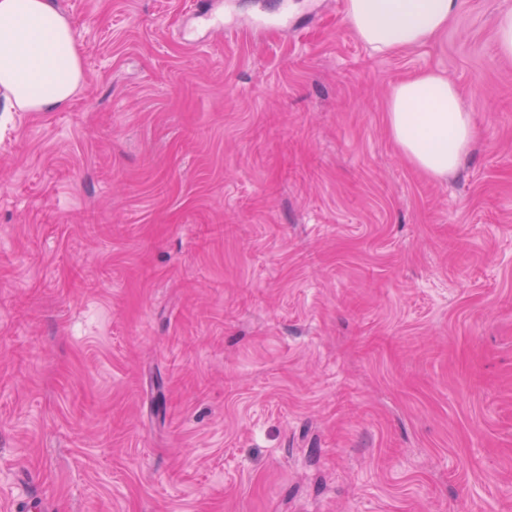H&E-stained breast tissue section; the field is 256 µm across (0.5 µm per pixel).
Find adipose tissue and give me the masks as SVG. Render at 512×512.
Wrapping results in <instances>:
<instances>
[{"label": "adipose tissue", "instance_id": "1", "mask_svg": "<svg viewBox=\"0 0 512 512\" xmlns=\"http://www.w3.org/2000/svg\"><path fill=\"white\" fill-rule=\"evenodd\" d=\"M459 0H344V18L376 52L434 42ZM86 81L83 49L55 0H0V98L9 112H58ZM387 125L401 155L438 179L454 174L477 137L458 87L436 70L398 83L387 98Z\"/></svg>", "mask_w": 512, "mask_h": 512}]
</instances>
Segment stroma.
I'll return each mask as SVG.
<instances>
[{"label":"stroma","instance_id":"1","mask_svg":"<svg viewBox=\"0 0 512 512\" xmlns=\"http://www.w3.org/2000/svg\"><path fill=\"white\" fill-rule=\"evenodd\" d=\"M189 2L57 0L84 87L0 112V512H512V0L395 54ZM425 69L480 131L445 179L387 131ZM495 32L498 52L505 57H512V10L497 16Z\"/></svg>","mask_w":512,"mask_h":512}]
</instances>
